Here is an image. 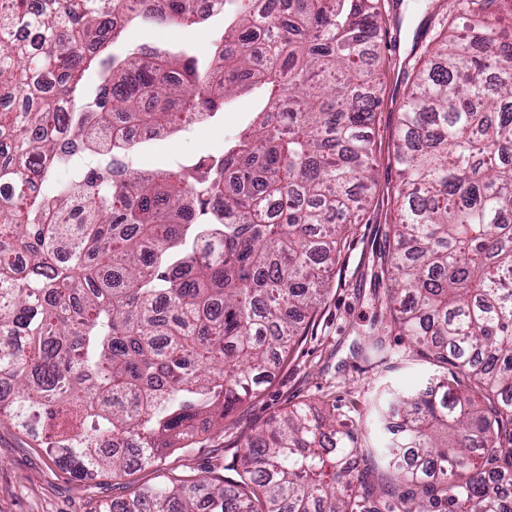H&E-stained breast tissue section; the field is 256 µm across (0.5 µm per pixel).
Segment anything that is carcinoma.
I'll list each match as a JSON object with an SVG mask.
<instances>
[{"label": "carcinoma", "instance_id": "obj_1", "mask_svg": "<svg viewBox=\"0 0 512 512\" xmlns=\"http://www.w3.org/2000/svg\"><path fill=\"white\" fill-rule=\"evenodd\" d=\"M6 0L0 4V414L78 479L190 448L256 396L328 291L375 182L382 0ZM205 65L103 53L140 16L195 29ZM512 0H448L400 112L401 184L379 278L387 325L441 365L392 392L381 448L361 416L303 403L245 445L226 480L140 489L95 512H512ZM33 35L29 43L14 38ZM93 97H80L87 73ZM265 88L219 154L144 171L137 141L184 134ZM69 100L62 115L60 97ZM70 169L64 180L54 177Z\"/></svg>", "mask_w": 512, "mask_h": 512}]
</instances>
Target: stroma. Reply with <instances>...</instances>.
Wrapping results in <instances>:
<instances>
[{"mask_svg":"<svg viewBox=\"0 0 512 512\" xmlns=\"http://www.w3.org/2000/svg\"><path fill=\"white\" fill-rule=\"evenodd\" d=\"M387 11L390 20L400 23L401 58L390 64L384 76L382 103L370 129L377 145L376 186L366 196L368 212L347 236L326 300L293 357L272 367L259 394L225 418L223 429L203 436L194 447L167 452L158 471L148 467L122 478H73L57 467L45 449L35 447L13 421L0 416V512H93L98 503L129 497L139 486L156 483L162 474L183 479L203 474L231 476L247 439L273 416L299 402L360 412L367 423L368 447L380 446L384 430L373 403L382 389L411 387L438 370L413 353L405 338L394 334L387 338L384 358L363 359L355 347L365 332L386 323L388 290L384 282L372 280L371 269L386 246L389 192L399 182L393 140L398 112L409 91L406 66L416 63L424 51L415 31L438 30L448 12V0H389ZM223 33L220 14L193 31L140 21L125 31L114 49L187 47L204 58ZM264 105L263 95L247 93L211 123L208 134L143 142L136 150L138 166L171 168L195 155L219 151L225 139L249 125Z\"/></svg>","mask_w":512,"mask_h":512,"instance_id":"obj_1","label":"stroma"}]
</instances>
